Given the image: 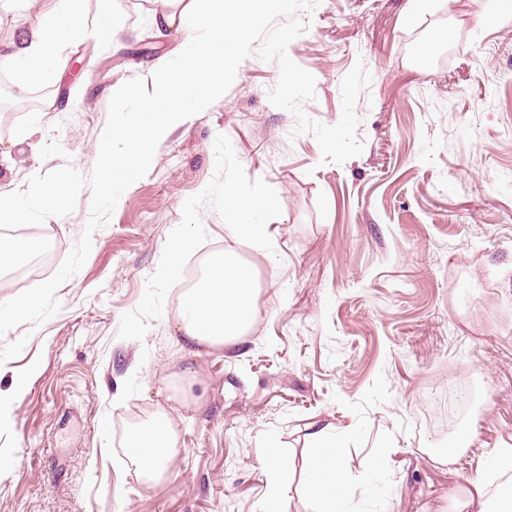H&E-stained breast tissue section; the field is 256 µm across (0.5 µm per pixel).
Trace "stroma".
Wrapping results in <instances>:
<instances>
[{
    "label": "stroma",
    "mask_w": 512,
    "mask_h": 512,
    "mask_svg": "<svg viewBox=\"0 0 512 512\" xmlns=\"http://www.w3.org/2000/svg\"><path fill=\"white\" fill-rule=\"evenodd\" d=\"M486 0H294L259 14L236 75L102 200L99 144L152 92L185 32L153 37L155 0H127L111 41L69 45L38 132L0 109V191L69 184L56 256L4 292L38 312L0 330V512H266L259 451L290 457L288 512L310 434L340 445V512H457L481 458L512 445V17ZM452 31L451 40L442 32ZM429 45L428 58L417 56ZM137 88L117 96L113 86ZM262 189L269 246L257 317L236 349L192 354L176 329L186 273L224 248V188ZM198 217L193 251L169 246ZM25 377L16 390L17 377ZM485 393L455 462L430 400ZM179 432L170 476L139 482L125 448L161 397Z\"/></svg>",
    "instance_id": "obj_1"
}]
</instances>
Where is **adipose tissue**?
Returning a JSON list of instances; mask_svg holds the SVG:
<instances>
[{"label": "adipose tissue", "mask_w": 512, "mask_h": 512, "mask_svg": "<svg viewBox=\"0 0 512 512\" xmlns=\"http://www.w3.org/2000/svg\"><path fill=\"white\" fill-rule=\"evenodd\" d=\"M82 0H57L52 10L33 27L21 28L17 37L0 44V68L32 78L53 68L72 42L92 35L110 41L109 18L119 12V0H99L101 23L87 28ZM290 0H215L213 9H172L161 5L152 14L158 37L177 29L189 32L176 58L152 78L153 92L139 108L124 113L113 125L110 141L123 144L119 154L107 158L103 199L120 195L141 171L150 167L152 144L183 124L187 113L201 108L224 89V75L235 66L239 50L248 42L253 20L264 11L283 10ZM68 185L42 181L26 194L0 191V214L13 223H26L33 212L52 219L65 213ZM268 201L261 191L241 193L237 185L224 188L226 229L234 241L260 243L266 236L262 215ZM256 276L230 247L213 252L205 261L201 279L179 297V327L189 346L221 347L240 342L256 318ZM316 453L307 461L306 497L319 501L321 512H337L336 504L350 490L337 457V444L324 432L313 433ZM179 445L170 412L156 406L145 424L132 428L125 446L137 480L158 485L168 474L169 462ZM260 462L269 484L268 512H286L285 487L288 464L275 446L262 449ZM493 469L478 471L482 486L476 512H512V448L496 449Z\"/></svg>", "instance_id": "ef3b65f1"}]
</instances>
